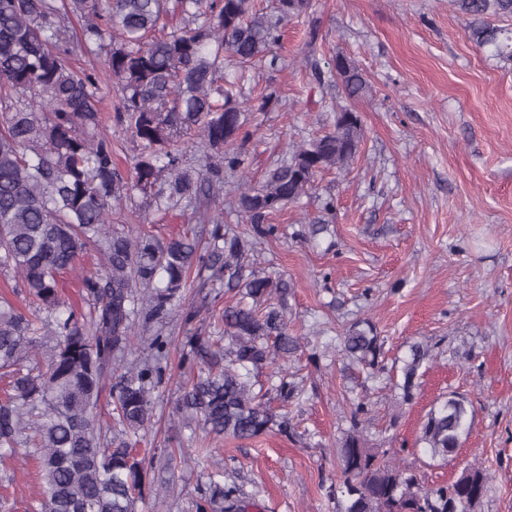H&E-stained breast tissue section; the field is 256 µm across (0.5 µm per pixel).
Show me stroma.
I'll return each mask as SVG.
<instances>
[{
    "label": "stroma",
    "mask_w": 512,
    "mask_h": 512,
    "mask_svg": "<svg viewBox=\"0 0 512 512\" xmlns=\"http://www.w3.org/2000/svg\"><path fill=\"white\" fill-rule=\"evenodd\" d=\"M470 19L449 0H311L288 22L274 64L252 74L243 92L276 88L278 103L248 113L246 176L262 181L289 147L331 128L338 83H317L303 67L317 29L321 67L336 54L364 72L369 90L351 106L360 116V158L350 170L317 177L313 189L270 218L280 233L260 245L255 263L284 274L287 318L301 339L297 433L224 439L204 465L170 473L161 507L137 512H196L207 473L219 471L252 503L249 512H334L321 488L336 472V448L349 423L350 398L368 404V438L394 448L398 463L426 486L482 466L489 488L478 512H512V60L478 48ZM242 175V176H245ZM242 176L225 177L210 214L243 230L228 201ZM334 200V214L323 205ZM129 228L169 237L183 225L208 226L192 211L160 217L142 197L126 203ZM323 225L318 235L310 227ZM369 319L387 359L427 342L433 358L411 403L395 405L385 378L343 376L324 352L351 322ZM467 398L473 427L448 460H431L418 442L430 407L448 392ZM178 381L159 388L162 420L145 447L159 454L202 448L201 425L172 422Z\"/></svg>",
    "instance_id": "obj_1"
}]
</instances>
